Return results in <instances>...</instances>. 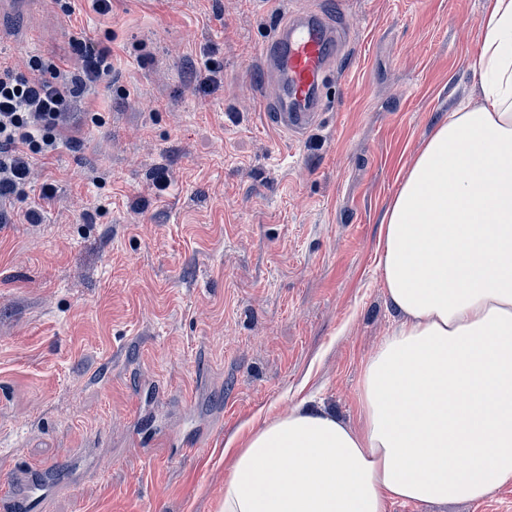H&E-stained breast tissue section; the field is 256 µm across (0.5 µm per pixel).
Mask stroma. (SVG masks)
Masks as SVG:
<instances>
[{
  "mask_svg": "<svg viewBox=\"0 0 512 512\" xmlns=\"http://www.w3.org/2000/svg\"><path fill=\"white\" fill-rule=\"evenodd\" d=\"M488 4L319 0L348 42L300 141L261 104L283 0H35L38 23L5 17L0 56L74 69L84 37L112 72L78 106L100 123L12 203L38 222L0 227V474L57 466L40 512H219L224 443L258 415L305 400L356 423L396 319L381 219L453 103L482 102ZM210 64L224 84L208 94ZM388 512H512V485Z\"/></svg>",
  "mask_w": 512,
  "mask_h": 512,
  "instance_id": "stroma-1",
  "label": "stroma"
}]
</instances>
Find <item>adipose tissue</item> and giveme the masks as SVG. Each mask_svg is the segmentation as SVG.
Instances as JSON below:
<instances>
[{
  "label": "adipose tissue",
  "instance_id": "obj_1",
  "mask_svg": "<svg viewBox=\"0 0 512 512\" xmlns=\"http://www.w3.org/2000/svg\"><path fill=\"white\" fill-rule=\"evenodd\" d=\"M481 28L483 105L436 124L383 215L400 321L364 362L357 426L299 403L230 438L220 512H387L512 484V0Z\"/></svg>",
  "mask_w": 512,
  "mask_h": 512
}]
</instances>
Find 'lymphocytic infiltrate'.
<instances>
[{
    "label": "lymphocytic infiltrate",
    "instance_id": "f902f5d3",
    "mask_svg": "<svg viewBox=\"0 0 512 512\" xmlns=\"http://www.w3.org/2000/svg\"><path fill=\"white\" fill-rule=\"evenodd\" d=\"M72 46L81 58L74 70L35 57L0 59V224L13 223L11 203L37 160L64 146L78 119L74 105L111 72L108 48L83 38Z\"/></svg>",
    "mask_w": 512,
    "mask_h": 512
}]
</instances>
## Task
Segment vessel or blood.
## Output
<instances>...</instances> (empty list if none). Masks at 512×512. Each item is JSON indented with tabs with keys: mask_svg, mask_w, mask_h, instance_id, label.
I'll list each match as a JSON object with an SVG mask.
<instances>
[{
	"mask_svg": "<svg viewBox=\"0 0 512 512\" xmlns=\"http://www.w3.org/2000/svg\"><path fill=\"white\" fill-rule=\"evenodd\" d=\"M344 50L341 26L319 9L299 7L278 22L261 50L263 67L274 79L269 93L272 125L299 140L318 123L327 78ZM0 486L6 490L0 512H36L45 498L41 480L30 471L1 477Z\"/></svg>",
	"mask_w": 512,
	"mask_h": 512,
	"instance_id": "b4317fda",
	"label": "vessel or blood"
}]
</instances>
